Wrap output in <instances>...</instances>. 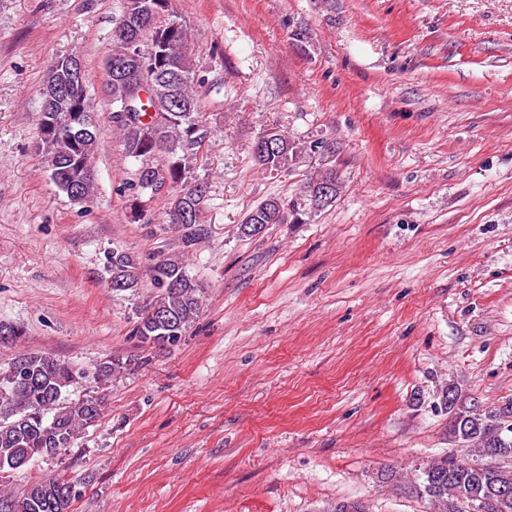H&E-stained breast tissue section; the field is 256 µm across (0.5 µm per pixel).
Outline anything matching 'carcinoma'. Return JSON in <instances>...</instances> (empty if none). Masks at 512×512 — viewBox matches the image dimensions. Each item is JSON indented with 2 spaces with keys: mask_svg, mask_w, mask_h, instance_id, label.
Returning <instances> with one entry per match:
<instances>
[{
  "mask_svg": "<svg viewBox=\"0 0 512 512\" xmlns=\"http://www.w3.org/2000/svg\"><path fill=\"white\" fill-rule=\"evenodd\" d=\"M171 0H124L123 10L112 31V50L107 59L126 63L112 74L107 91L113 105H129L127 116L112 121L119 130L126 156L141 162L132 187L153 192L162 187L177 190L167 211L166 223L181 232L182 250L158 260L149 269L153 288L148 302L137 313L132 335L143 344L157 346L160 336L178 341L199 317L203 285L186 272V258L195 250L204 229L202 212L208 183L191 175L187 152L199 147L205 138L204 97L195 83V64L188 48L186 28L171 18ZM268 135L279 141V150L252 152L263 170L287 171L307 151L320 157L318 171L306 179L294 198L285 202L269 197L243 220L240 232L256 236L255 227L281 224L286 218L329 206L342 185L332 165L334 143L314 141L306 146L276 130ZM39 139L44 166L58 190L74 202L86 203L95 193L92 171L97 149L98 128L86 91V83L67 85L61 97L42 96ZM155 156L165 163L153 164ZM331 185L329 200L319 197L324 184ZM108 283L116 291L134 293L142 287L144 271L137 258L116 250L106 258ZM139 367V359L110 357L95 365L92 376L105 384ZM87 377V371L47 352L20 354L0 367V502H9V512H71L76 495L67 508L52 511L43 507L57 500L55 479L31 484L16 494L4 485L5 474L49 456V450L70 446L80 432L95 422L103 401L94 395L72 400L70 389ZM446 413L450 414L448 437L466 449L463 456H441L420 468L408 484L428 501L431 512H448L458 496L481 485L484 488L512 487V437H505L504 425L512 420V399L486 409L457 407L450 388L443 393ZM477 459H472V456ZM496 464L485 469L484 459Z\"/></svg>",
  "mask_w": 512,
  "mask_h": 512,
  "instance_id": "cac0c4a2",
  "label": "carcinoma"
}]
</instances>
